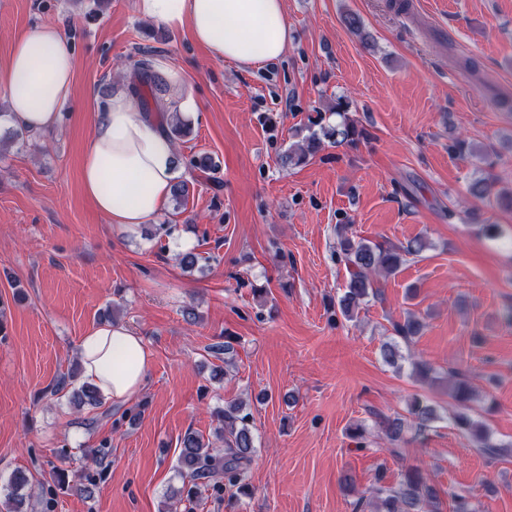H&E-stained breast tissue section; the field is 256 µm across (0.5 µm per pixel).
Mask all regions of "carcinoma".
I'll use <instances>...</instances> for the list:
<instances>
[{
  "label": "carcinoma",
  "instance_id": "obj_1",
  "mask_svg": "<svg viewBox=\"0 0 512 512\" xmlns=\"http://www.w3.org/2000/svg\"><path fill=\"white\" fill-rule=\"evenodd\" d=\"M131 88L139 99L142 109L152 111L151 105H159V94L166 91V81L162 74L151 69L148 61L140 59L132 67ZM349 103L336 102V115L340 121L333 126H322L320 130L309 131L306 146L300 152H288L285 160L301 163L308 156L315 154L323 142L328 141L338 146L354 145L362 132L354 121L347 116ZM218 165L210 157H204L191 164L192 181L213 180ZM473 196L482 199H495L501 205L512 208V195H491L489 178L481 177L470 185ZM337 260L344 263L348 277L343 294L337 305L343 317L354 319L360 305L369 299L382 297L379 278L396 274L406 262V257L416 255L428 247L423 237H417L405 245H390L381 242L354 238L350 225H336ZM424 327L423 319L413 313L402 321L392 323V336L381 348V358L388 365H396L402 358L400 344H409L418 337ZM411 375L420 382L437 381L434 366L424 360L411 362ZM448 395L455 402L452 419L457 429L465 433L474 447L490 458H497L504 448L493 443L486 426L475 419L471 413V403L476 392L472 384L461 378H455L448 386ZM70 400L76 407L97 406L102 397L98 390L88 384L71 392ZM220 426L216 436L224 443V448L216 450L213 444L204 440L197 432L189 429L178 440L179 452L175 468L182 479L179 487H170V498L178 503H191L197 498L200 487H211L217 492L228 494L229 500H237L251 493L247 482V473L256 448L251 429L252 413L241 401H231L217 411ZM439 419L436 408L416 395L408 405L407 415L378 414L375 423L382 430L393 448L392 455L400 456V443L408 430L415 436L424 435L431 424ZM30 480L23 470L12 473L0 496V512H22ZM451 512H471L468 501L452 492L445 493L425 477L417 465L401 468L399 478L394 484L386 483L385 469L375 474L373 495L360 496L354 502L355 512H444L445 507Z\"/></svg>",
  "mask_w": 512,
  "mask_h": 512
}]
</instances>
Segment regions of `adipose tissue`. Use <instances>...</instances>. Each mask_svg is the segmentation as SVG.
I'll list each match as a JSON object with an SVG mask.
<instances>
[{
  "label": "adipose tissue",
  "instance_id": "ef3b65f1",
  "mask_svg": "<svg viewBox=\"0 0 512 512\" xmlns=\"http://www.w3.org/2000/svg\"><path fill=\"white\" fill-rule=\"evenodd\" d=\"M146 21L189 30L218 60L247 70L281 57L291 40L284 0H135ZM76 60L61 27L48 22L18 37L0 63V92L10 124L23 132L56 127L70 95ZM175 147L156 116L128 89L98 107L80 164L83 191L109 223L129 231L150 224L171 195ZM82 378L110 402L138 395L151 352L124 322L90 329L78 345Z\"/></svg>",
  "mask_w": 512,
  "mask_h": 512
}]
</instances>
